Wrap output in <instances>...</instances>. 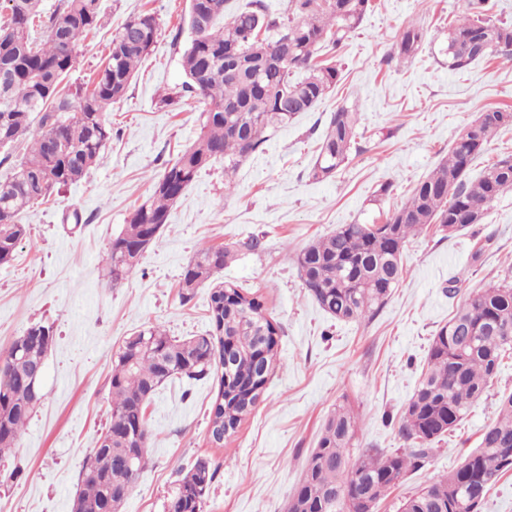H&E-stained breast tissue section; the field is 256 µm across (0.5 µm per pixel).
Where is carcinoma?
<instances>
[{"label":"carcinoma","instance_id":"1","mask_svg":"<svg viewBox=\"0 0 512 512\" xmlns=\"http://www.w3.org/2000/svg\"><path fill=\"white\" fill-rule=\"evenodd\" d=\"M230 0H190L191 40L184 51L187 81L183 91L209 104L200 135L167 165L151 196L131 215L106 254L109 282L116 286L135 269L124 266L121 247L145 253L167 224L172 205L187 186L218 160L224 161V190L248 157L262 150L271 129L288 126L312 111L340 80L336 52L372 10V0H286L274 9L267 0H246L229 10ZM457 23L448 29L444 55L448 70L464 71L493 53L512 55V24L493 18L491 0H457ZM40 0H0V148L23 137L28 155L0 180V265L9 264L28 228L17 221L31 204L79 181L112 138L106 109L126 94L137 65L150 52L159 23L142 13L113 36L107 62L84 90L62 85L75 67L79 40L101 21L99 0H58L39 20L40 36L30 26ZM424 39L417 23L403 27L388 60L414 57ZM358 115L341 105L332 112L310 170L316 181L332 177L355 142ZM512 127V111L493 108L480 114L453 142L448 158L414 188L411 197L383 224H344L301 250L296 264L303 286L327 314L342 321L369 319L387 302L403 273L408 238L428 224L450 235L483 223L490 206L512 189V155L499 159L472 180L473 160L502 129ZM61 147L48 151L50 143ZM155 234L146 238V225ZM260 241L209 246L197 251L181 274L182 301L211 282L208 320L202 336L176 339L159 326L128 337L113 356L112 412L103 438L112 464L132 458L126 481L112 485V509L119 512L148 462L146 405L159 386L173 378L190 382L215 375L231 397L212 406L208 429L241 425L243 394L257 369L254 353L272 375L277 365L280 327L267 320L264 300L229 281H216L234 253L253 250ZM24 344L25 356L0 374V459L13 452L31 415L39 407L25 384L44 364L53 330L41 322ZM236 349L233 363L224 350ZM512 351V269L497 283L471 294L448 323L434 333L427 368L405 407L399 434L410 448L366 449L350 460L359 418L347 405L326 418L301 483L286 512H369L368 495L379 502L430 457L435 443L458 426L484 395L503 357ZM512 452V393L498 403V416L482 430L477 448L441 479L404 501L401 512H429L428 500H443L447 512H481L489 490L507 472ZM219 466L196 458L179 470L181 479L166 512H204ZM106 493L97 463L86 457L76 492L82 512H97Z\"/></svg>","mask_w":512,"mask_h":512}]
</instances>
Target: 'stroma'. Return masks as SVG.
Returning a JSON list of instances; mask_svg holds the SVG:
<instances>
[{
    "instance_id": "1",
    "label": "stroma",
    "mask_w": 512,
    "mask_h": 512,
    "mask_svg": "<svg viewBox=\"0 0 512 512\" xmlns=\"http://www.w3.org/2000/svg\"><path fill=\"white\" fill-rule=\"evenodd\" d=\"M376 8L346 40L342 78L314 111L272 132L224 190V165L201 173L170 210L169 221L137 268L111 286L103 259L115 236L149 196L154 179L199 135L203 101L182 95L183 52L190 39L189 0H100L102 25L82 39L70 82L88 83L104 64L116 28L142 12L159 31L126 95L112 103V139L81 180L20 216L29 227L10 264L0 265V350L32 323L52 325L44 400L14 454L0 461V512H72L79 474L109 422L112 355L152 325L169 335L207 333L208 286L190 302L180 275L202 246L239 244L222 272L259 294L281 328L278 368L237 433L223 447L209 442L217 382L172 379L146 408L149 464L121 512H165L178 472L200 456L220 468L205 512H284L336 404L360 419L355 448L404 447L399 425L426 363L430 340L473 291L512 268V191L483 223L447 235L429 226L409 239L404 274L371 319L339 321L308 295L296 256L343 224H381L416 184L448 155L461 130L481 112L512 108V60L493 55L452 72L439 48L456 0H375ZM423 25L411 60L387 56L400 29ZM358 112L356 142L335 177H310L331 112ZM80 211L82 223L70 221ZM256 238L258 250L242 249ZM480 259H473L476 243ZM459 279L456 296L447 293ZM512 391V357L468 417L437 443L424 466L408 473L376 512H399L426 483L456 468L476 448L482 428Z\"/></svg>"
}]
</instances>
